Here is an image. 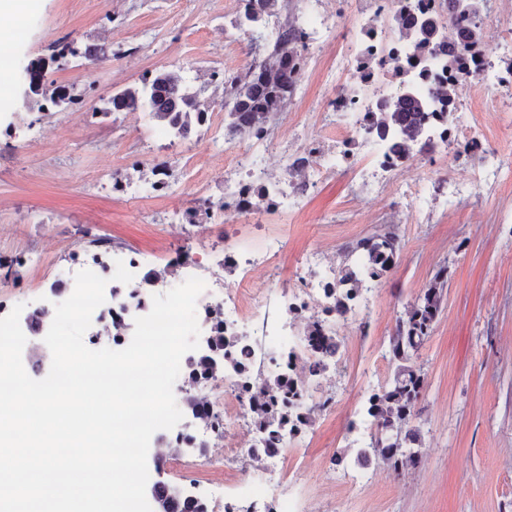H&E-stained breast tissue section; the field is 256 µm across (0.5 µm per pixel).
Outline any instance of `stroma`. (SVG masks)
I'll list each match as a JSON object with an SVG mask.
<instances>
[{
    "mask_svg": "<svg viewBox=\"0 0 512 512\" xmlns=\"http://www.w3.org/2000/svg\"><path fill=\"white\" fill-rule=\"evenodd\" d=\"M242 10L239 0H38L21 19L0 17L6 36L0 52L13 59L12 71L0 75V304H36L94 237L159 262L166 258L170 239L161 217L179 198L152 189L140 160L164 151L169 138L148 114L135 122L103 105L167 68L201 91L218 122L214 129L193 126L179 150L207 146L216 134L225 148L244 145V138L228 137L222 90L210 82L216 62L245 67L233 26ZM20 25L28 32L23 42L15 37ZM68 35L91 49L108 45L106 69L87 70L81 57L56 58L58 40ZM38 60L48 63V87L84 88L81 105L48 109L43 97L23 100L22 70ZM335 62V51L315 52L303 93L271 123V138L295 128L320 132L330 93L326 75ZM465 105L483 143L512 149V96L495 99L475 84ZM105 166L124 171L137 195L113 196L101 176ZM434 195L423 179L414 209H402L386 193L368 211L352 175L334 172L314 185L301 211L268 215L236 231L240 244L256 251L274 234L288 242L268 299L274 315L281 289L293 285L310 249L343 246L379 224L400 229L399 264L371 298L364 328L345 345L335 382L314 390L317 399L344 405L317 416L285 465L291 493L309 495L314 512H512V182L479 186L463 208ZM183 244L218 265L224 251L219 217L188 227ZM443 265L444 308L413 358L427 375L414 419L423 434L422 461L394 484L381 459L357 463L349 424L362 417L371 388L392 377L395 313ZM233 466L189 449L163 470H150L149 478L204 491L230 478Z\"/></svg>",
    "mask_w": 512,
    "mask_h": 512,
    "instance_id": "obj_1",
    "label": "stroma"
}]
</instances>
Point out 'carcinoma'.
I'll use <instances>...</instances> for the list:
<instances>
[{
	"label": "carcinoma",
	"instance_id": "cac0c4a2",
	"mask_svg": "<svg viewBox=\"0 0 512 512\" xmlns=\"http://www.w3.org/2000/svg\"><path fill=\"white\" fill-rule=\"evenodd\" d=\"M258 12L245 8L236 19V27L255 48L263 51L261 62L230 78L220 80L224 94V109L230 122L228 134L261 140L268 132V124L284 111L292 84L291 72L295 61L306 62V43L303 31L292 21L281 22L275 31H268L269 21L279 16L280 0H258ZM448 14L466 19L469 25L461 31L452 49L445 48L443 40L444 18L436 13L431 17L414 21L411 31L422 57L435 51L446 53L448 64L456 66L461 57L483 40L481 15L486 0H446ZM46 65H32L31 81L35 84L33 94L49 96L53 105L63 98L70 105L80 103L81 94L76 86H59L46 94ZM447 92L435 90L424 94L416 85L402 80L393 98V107L388 112L387 128H401L406 135L403 143L395 146L402 152L406 143L415 140L424 130L427 113L424 112L430 98H442ZM111 112L140 110L178 138L189 137L192 125L205 122L209 105L184 84L183 77L169 70H160L142 78L140 84L113 95L107 102ZM400 250V235L394 224H379L375 230L360 239L347 243L341 250V263L336 269V301L350 303L359 292L357 285L367 277L380 281L391 269L393 258ZM441 267L428 287L423 289L414 302L404 307L396 318L389 339V360L394 366L393 377L388 384L373 391L368 398L366 414L376 426V434L369 443V450L360 449L357 459L367 461L370 455L379 457L399 475L419 463L418 448L422 445V431L412 424L415 407L426 383V373L413 365L412 358L431 336L434 324L442 310L443 291L447 285ZM314 358L309 364V374L323 370L325 362L334 358L341 348V340L330 331L311 337ZM267 391L263 400L272 409L265 413L263 423L283 427L287 419L273 407L280 379L273 374L265 379Z\"/></svg>",
	"mask_w": 512,
	"mask_h": 512
}]
</instances>
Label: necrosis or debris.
Returning a JSON list of instances; mask_svg holds the SVG:
<instances>
[{
    "mask_svg": "<svg viewBox=\"0 0 512 512\" xmlns=\"http://www.w3.org/2000/svg\"><path fill=\"white\" fill-rule=\"evenodd\" d=\"M373 6L358 32L342 42L337 39L336 13H323L307 26L312 43L338 47L332 94L326 102L327 122L334 132L325 137L299 131L265 142L259 152L249 147L225 151L224 192L215 205L225 222L246 224L262 213L300 210L314 184L336 167L353 175L364 200H375L381 190L388 189L410 207L418 196L414 173L424 156L445 149L452 141L471 152L479 149L467 124L464 97L474 81L494 97L512 93V71L500 65L503 57L512 55V32H494L460 67H450L437 58L418 71L409 28L390 27L388 19L429 15L437 9L438 0H374ZM398 65L407 68L408 79L426 89L449 86L455 91L452 101L430 100L428 109L434 112V119L421 141L401 156L389 152L376 137L385 103L394 95L392 73ZM286 247V240L273 237L264 251L254 253L244 250L232 235H225L222 263L226 271L237 274L233 284L211 273L197 252L184 248L167 255L162 271L142 254L118 251L106 242L81 250L75 257V270L88 269L108 281L105 301L92 316L89 341L94 345L105 342L117 350L132 340L133 316L147 315L154 295L169 287L171 279L182 282L198 277L205 281L196 303L199 347L186 357L196 362L211 356V342L220 336L224 339V363L212 373L184 370L183 389L195 402L197 414L181 429L158 440L156 456L164 461L185 448L202 445L208 446L214 457L236 446L246 452L249 465L237 468L230 484L214 485L206 492L204 500L211 512H249L237 492L254 490L260 480L278 493L267 512H288L284 463L289 441L260 425L262 409L255 397L265 351L315 323L339 335L351 330L370 296L365 290L354 303L338 305L331 293L336 277L332 256L316 248L301 264L297 287L283 293L281 318L260 322L264 287L275 278L272 259ZM257 322L262 325L259 341L252 331ZM310 355L304 344L297 345L293 354L279 355L277 370L291 380L290 387L277 395L280 409H288L298 395L308 394L302 367ZM216 415L222 417L223 427H214Z\"/></svg>",
    "mask_w": 512,
    "mask_h": 512,
    "instance_id": "4bbe7bcc",
    "label": "necrosis or debris"
}]
</instances>
